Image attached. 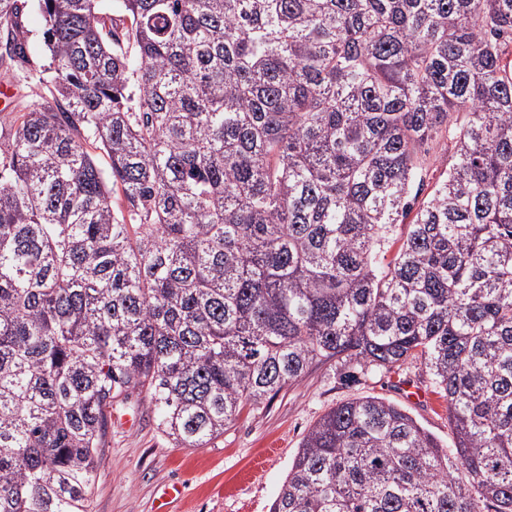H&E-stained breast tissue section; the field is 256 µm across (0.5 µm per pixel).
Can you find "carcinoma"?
<instances>
[{
	"instance_id": "1",
	"label": "carcinoma",
	"mask_w": 512,
	"mask_h": 512,
	"mask_svg": "<svg viewBox=\"0 0 512 512\" xmlns=\"http://www.w3.org/2000/svg\"><path fill=\"white\" fill-rule=\"evenodd\" d=\"M32 48L46 95L0 122V512H87L134 391L206 448L333 359L420 360L453 446L347 401L270 512H512V0H0V67Z\"/></svg>"
}]
</instances>
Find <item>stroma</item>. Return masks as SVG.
Returning <instances> with one entry per match:
<instances>
[{
  "instance_id": "35a3bbf8",
  "label": "stroma",
  "mask_w": 512,
  "mask_h": 512,
  "mask_svg": "<svg viewBox=\"0 0 512 512\" xmlns=\"http://www.w3.org/2000/svg\"><path fill=\"white\" fill-rule=\"evenodd\" d=\"M44 62L38 54L10 69L0 68V89L10 96L1 110L17 111L31 103L32 92L18 77ZM341 374L336 362L312 364L302 379L260 406H245L206 448L172 447L158 432L147 399L131 394L129 405L112 412L89 512H154L164 490L174 483L183 486L184 494L172 503V512H270L304 435L328 410L354 398L394 403L451 445L448 404L429 391L419 362L390 373H361L353 383L343 381ZM403 379L427 389V396L408 398L398 386Z\"/></svg>"
}]
</instances>
